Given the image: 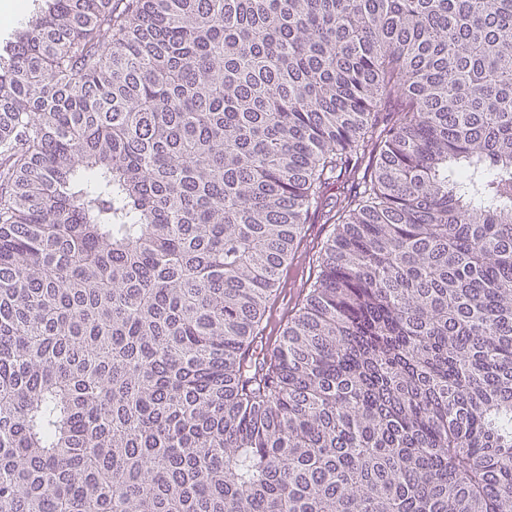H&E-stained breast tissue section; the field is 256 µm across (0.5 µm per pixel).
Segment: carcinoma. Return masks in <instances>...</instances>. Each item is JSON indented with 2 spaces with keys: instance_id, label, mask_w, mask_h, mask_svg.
I'll return each instance as SVG.
<instances>
[{
  "instance_id": "carcinoma-1",
  "label": "carcinoma",
  "mask_w": 512,
  "mask_h": 512,
  "mask_svg": "<svg viewBox=\"0 0 512 512\" xmlns=\"http://www.w3.org/2000/svg\"><path fill=\"white\" fill-rule=\"evenodd\" d=\"M0 512H512V0H45L0 67ZM346 185L341 183L330 186L324 195L322 209L316 214L312 224L307 225L304 241L300 244L298 256L283 270L281 283L269 303V309L264 319V336H272V341L281 336V327L288 318V312L295 306L301 296L302 286L311 280L315 268L312 265V255L317 254L322 241L330 234L333 224L332 216L336 214V198L343 195ZM310 257V262H309ZM310 277V279H309ZM276 339V340H277Z\"/></svg>"
}]
</instances>
